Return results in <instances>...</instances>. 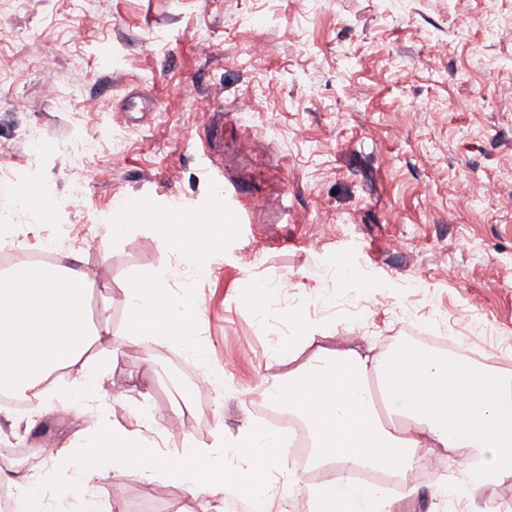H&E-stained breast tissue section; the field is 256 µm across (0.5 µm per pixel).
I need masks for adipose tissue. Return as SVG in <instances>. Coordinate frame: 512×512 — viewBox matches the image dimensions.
I'll return each mask as SVG.
<instances>
[{
  "label": "adipose tissue",
  "instance_id": "adipose-tissue-1",
  "mask_svg": "<svg viewBox=\"0 0 512 512\" xmlns=\"http://www.w3.org/2000/svg\"><path fill=\"white\" fill-rule=\"evenodd\" d=\"M166 248L206 275L213 261L209 238L194 224H163ZM169 271L152 270V285L132 278L126 293L127 334L143 342L162 338L192 355H202L192 321L198 311L192 283L167 295ZM95 280L88 273L59 266L16 267L0 276V390L44 392L52 374L82 365L84 372L67 395L70 408L91 414L84 441L52 455L43 473L6 484L21 512H105L94 493L99 479L134 472L144 480L183 486L190 496L224 492V473L233 471L241 494L254 502L285 500L304 494L312 512L326 502L341 512H389V502L374 487L334 479L310 485L288 464L278 433L252 425L243 430L233 452L223 439L208 448L189 447L177 459L162 453L145 434L161 430L149 412L135 414L136 426L112 423L93 403L108 364L91 348L105 330L86 311ZM326 330L309 328L302 342L307 360L288 377L265 379L266 400L288 410L306 426L321 467H386L403 473L425 454L476 453L480 469L474 479L454 485L435 482L434 496L474 501L487 485L512 479V378L459 358H443L418 347L373 355L358 349L318 346ZM383 382V406L369 388ZM394 419L385 427L384 418Z\"/></svg>",
  "mask_w": 512,
  "mask_h": 512
}]
</instances>
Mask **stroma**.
<instances>
[{"mask_svg":"<svg viewBox=\"0 0 512 512\" xmlns=\"http://www.w3.org/2000/svg\"><path fill=\"white\" fill-rule=\"evenodd\" d=\"M32 38L44 48L37 60L25 51ZM44 67L53 83L38 79ZM0 68L12 73L0 85V168L39 157L13 186L27 209L0 225H19L28 250L58 224L94 234L93 252L74 245L57 261L95 279L89 313L108 331L92 352L109 362L98 402L115 424L134 428L144 404L162 420L166 452L209 447L219 433L232 443L259 420L246 394L299 368L308 351L298 342L318 324L326 346L375 354L444 330L482 343L484 365L512 371V0H0ZM272 83L274 99L263 92ZM73 90L71 110L59 111ZM129 94L158 95L162 107L128 122ZM243 97L254 104L247 117L236 113ZM219 112L224 152L208 156L200 136ZM34 125L38 153L26 139ZM105 131L121 149L102 144L76 174L63 143ZM217 168L244 189L249 221L215 241L212 273L195 284L207 304L194 322L203 356L128 341L133 275L172 268V292L185 275L152 224L126 216L115 238L107 217L137 192L154 212L233 221ZM46 184L62 204L50 214L37 192ZM363 249L362 276L345 287L336 260L358 262ZM280 281L293 300L258 289ZM216 367L222 392H200ZM80 375L65 370L28 410L0 406V448L81 440L89 415L63 414ZM96 493L109 512H178L189 499L134 473L101 480Z\"/></svg>","mask_w":512,"mask_h":512,"instance_id":"35a3bbf8","label":"stroma"}]
</instances>
